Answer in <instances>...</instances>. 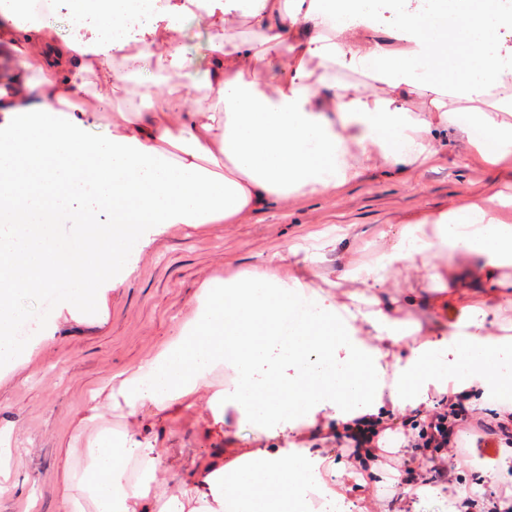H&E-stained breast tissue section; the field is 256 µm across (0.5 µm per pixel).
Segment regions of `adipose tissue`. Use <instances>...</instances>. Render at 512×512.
<instances>
[{"label": "adipose tissue", "mask_w": 512, "mask_h": 512, "mask_svg": "<svg viewBox=\"0 0 512 512\" xmlns=\"http://www.w3.org/2000/svg\"><path fill=\"white\" fill-rule=\"evenodd\" d=\"M166 0L160 24L137 49L122 36L129 0H68L78 19L93 18L95 36L57 39L41 20L21 22L0 0V43L23 59L22 71L0 84V364L26 349L13 332L24 313L18 290L62 288L70 317L96 307L101 284L122 282L129 258L150 233L172 224L233 223L266 198L321 196L359 167L429 162L435 142L456 125V105H470L484 140L469 145L486 163L512 160V52L500 53V29L512 30L502 0ZM394 13L386 22V13ZM247 18L262 26L252 40L227 23ZM224 23L204 53H186L185 19ZM288 55L271 62L272 51ZM366 76L345 84L337 71ZM203 75L184 92L182 81ZM95 81V106L73 99ZM137 86L146 109L131 108L104 137L91 129L114 94ZM432 109L413 111L420 91ZM489 208L462 200L435 223L405 225L398 243L370 265L348 271L370 295L368 310L342 311L314 296L305 314L297 295L272 270L205 287L184 336L122 378L109 399L130 414L190 404L214 371H234L232 388L215 392V420L225 408L278 436L332 409L337 421L379 416L383 396L417 407L429 385L449 384L461 399L512 395V339L492 338L484 322L512 298L500 275L512 265V223L500 211L512 198L496 194ZM72 225V237L56 227ZM459 256L461 266L432 267L434 281L473 290L463 329L419 347L411 329L377 295L398 263L431 252ZM368 326L376 345L356 334ZM401 350L393 374L382 365L387 346ZM298 368L284 382L281 363ZM62 512H288L299 486L317 480L319 457L258 448L177 476L167 495L151 476L160 462L150 442L113 437L98 426L83 447L64 450ZM147 479L126 476L131 460Z\"/></svg>", "instance_id": "1"}]
</instances>
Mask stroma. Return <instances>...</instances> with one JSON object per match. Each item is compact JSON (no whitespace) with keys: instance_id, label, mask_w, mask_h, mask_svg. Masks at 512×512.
Returning <instances> with one entry per match:
<instances>
[{"instance_id":"obj_1","label":"stroma","mask_w":512,"mask_h":512,"mask_svg":"<svg viewBox=\"0 0 512 512\" xmlns=\"http://www.w3.org/2000/svg\"><path fill=\"white\" fill-rule=\"evenodd\" d=\"M439 152L435 165L416 164L402 173L367 169L340 192L270 202L231 224L162 228L122 284L101 288V299L88 316L69 321L53 335H46L45 327L59 304L58 293H18L15 304L27 315L31 350L17 367L0 366V436L12 454L0 474V512H62L58 456L63 443L76 436L91 391L114 375L137 370L180 336L209 279L270 267L352 308V295L361 286L344 278L349 262L370 261L380 248L397 242L403 225L439 218L462 199L512 194L511 164L493 167L474 160L467 142L454 132L441 139ZM447 261L443 254L401 263L382 287L384 296L394 300L397 317L418 327L405 338L406 346L447 332L461 318L462 303L448 302L447 291L428 276L430 263ZM209 397L200 392L191 408L178 413L131 416L125 407L112 408L104 421L113 432L150 440L162 459L160 476L167 480L218 458L231 461L236 449L310 450L336 464L333 490L339 499L356 501L357 512H379L383 505L389 512H430L423 493H411L403 483L401 462L412 467L417 481L441 490L446 512H456L477 474L495 512H512V468L500 465L503 457L512 458V447L487 453L470 448L447 478H436L408 442L414 411L400 409L390 398H383L381 412L398 423L380 440L387 459L363 476L353 472L351 457L337 447L330 415L320 416L315 427L299 424L271 437L229 409L224 430L217 433L209 429Z\"/></svg>"}]
</instances>
